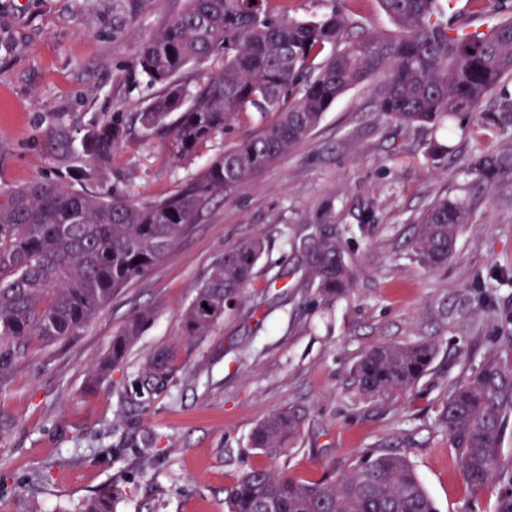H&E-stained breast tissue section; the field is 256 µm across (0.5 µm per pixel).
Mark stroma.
Listing matches in <instances>:
<instances>
[{
    "instance_id": "1",
    "label": "stroma",
    "mask_w": 512,
    "mask_h": 512,
    "mask_svg": "<svg viewBox=\"0 0 512 512\" xmlns=\"http://www.w3.org/2000/svg\"><path fill=\"white\" fill-rule=\"evenodd\" d=\"M184 0H0V189L36 179L82 191L116 188L133 202L176 193L242 137L266 125L244 111L186 160L137 112L161 92L136 58ZM291 15L348 13L359 30L392 31L378 0H293ZM377 86L341 96L304 140L249 180L213 196L168 254L116 292L85 328L33 343L0 368V512H78L109 490L114 512H224V489L266 466L306 481L362 451L405 454L437 512H492L498 482L471 493L437 414L452 386L512 333V177L481 184L468 163L512 154V131L449 139L443 129L382 118ZM120 117L125 137L97 179L74 181L82 142ZM449 145L426 157L429 142ZM464 200L447 266L410 258L415 224L437 199ZM336 231L357 278L325 305L304 270L313 227ZM258 237L264 251L243 299L202 339L182 313L225 251ZM148 312L121 366L96 387L112 337ZM431 341L428 374L396 403L359 400L350 371L378 344ZM179 351L173 380L146 403L126 392L145 359ZM300 436L270 459L253 429L288 407Z\"/></svg>"
}]
</instances>
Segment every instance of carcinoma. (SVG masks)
Wrapping results in <instances>:
<instances>
[{"instance_id": "carcinoma-1", "label": "carcinoma", "mask_w": 512, "mask_h": 512, "mask_svg": "<svg viewBox=\"0 0 512 512\" xmlns=\"http://www.w3.org/2000/svg\"><path fill=\"white\" fill-rule=\"evenodd\" d=\"M454 0H379L394 25L389 34H353L354 22L333 11L317 20L291 17L290 0H186L185 9L144 42L137 64L163 86L139 113L152 132L172 119L175 157L199 147L253 107L272 121L243 137L211 162L205 173L167 198L130 201L115 190L77 192L36 179L0 191V341L15 352L48 343L86 327L112 294L147 271L195 223L215 194L258 174L306 138L336 100L365 82H379L377 111L404 125L479 130L512 126V102L484 109L512 77V13L504 0H486L500 18L488 31L449 14ZM333 53L317 59L326 48ZM216 61L219 69L196 92L179 79L190 63ZM120 118L98 124L84 148L91 169L77 180L97 178L122 142ZM479 181L512 174V155H482L469 166ZM465 204L436 200L418 222L413 253L425 266L448 263L460 229L469 223ZM264 249L253 238L224 254L183 313L187 335L203 337L224 317L251 282ZM311 283L322 301L334 304L350 288L351 274L336 237L321 236L309 253ZM207 306H202V303ZM144 315L132 317L112 336L91 381L118 367L139 335ZM436 344H379L352 371L356 396L390 404L428 373ZM177 348L151 354L132 392L162 390L172 378ZM512 420V336L484 364L456 383L437 415L448 447L473 492L495 478L502 483L494 512H512V465L502 461L501 442ZM304 415L288 408L262 422L251 448L282 455L299 436ZM436 512L408 457L363 452L341 468L331 464L318 482H305L256 467L224 488V512ZM80 512H112L107 492L86 499Z\"/></svg>"}]
</instances>
